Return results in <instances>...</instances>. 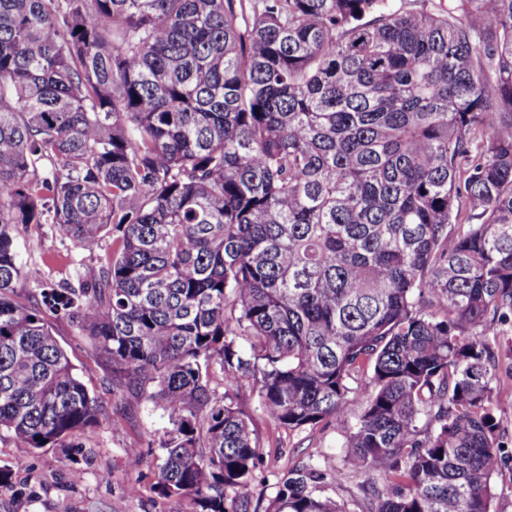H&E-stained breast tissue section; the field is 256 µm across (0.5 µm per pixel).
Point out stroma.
Here are the masks:
<instances>
[{
    "label": "stroma",
    "mask_w": 512,
    "mask_h": 512,
    "mask_svg": "<svg viewBox=\"0 0 512 512\" xmlns=\"http://www.w3.org/2000/svg\"><path fill=\"white\" fill-rule=\"evenodd\" d=\"M16 246L24 266L20 293L32 292L37 281L72 280L77 269L97 263L112 252L111 237L99 247H78L56 225L19 227ZM58 343L100 406L97 424L67 447L42 448L18 455L10 433L0 431V470L12 474V485L0 489V512H192L187 498L155 493L148 466L130 468L126 451L146 450L158 442L169 423L161 407L145 398L113 395L110 375L97 359L90 340L68 321L48 316ZM501 345L495 351L497 382L495 414L505 444V465L495 477V512H512V317L496 325ZM264 451V464L248 487L250 512H265L275 494L276 475L299 462L329 458L342 462V439L333 428L317 425L290 431L277 426L261 410L257 393L243 388L239 401ZM123 416H116V407Z\"/></svg>",
    "instance_id": "1"
}]
</instances>
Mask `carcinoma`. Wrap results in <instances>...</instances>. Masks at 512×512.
<instances>
[{"mask_svg": "<svg viewBox=\"0 0 512 512\" xmlns=\"http://www.w3.org/2000/svg\"><path fill=\"white\" fill-rule=\"evenodd\" d=\"M407 2L0 0V429L24 453L97 423L49 312L164 410L152 488L194 512H248L247 384L344 438L265 512H348L347 469L359 512H492L512 0ZM21 224L112 255L22 295ZM365 475L347 472L345 479L340 485L328 487L327 495L335 498L340 502L347 504L348 510L358 512L357 498L360 495V486L366 481Z\"/></svg>", "mask_w": 512, "mask_h": 512, "instance_id": "carcinoma-1", "label": "carcinoma"}]
</instances>
